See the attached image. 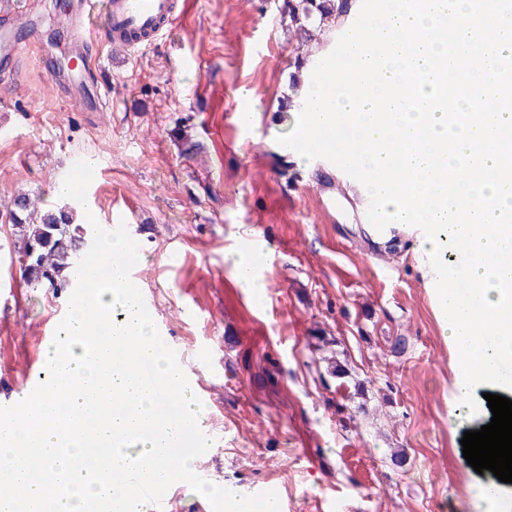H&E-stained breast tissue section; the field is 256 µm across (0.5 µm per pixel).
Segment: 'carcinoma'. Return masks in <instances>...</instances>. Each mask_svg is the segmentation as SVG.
<instances>
[{
  "mask_svg": "<svg viewBox=\"0 0 512 512\" xmlns=\"http://www.w3.org/2000/svg\"><path fill=\"white\" fill-rule=\"evenodd\" d=\"M342 13L343 0H285L280 19L311 38ZM76 218L75 206L45 207L38 195H14L0 220L11 224L18 237L19 271L27 287L56 292L74 282L76 265L93 238L92 226Z\"/></svg>",
  "mask_w": 512,
  "mask_h": 512,
  "instance_id": "1",
  "label": "carcinoma"
}]
</instances>
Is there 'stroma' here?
I'll return each instance as SVG.
<instances>
[{"mask_svg":"<svg viewBox=\"0 0 512 512\" xmlns=\"http://www.w3.org/2000/svg\"><path fill=\"white\" fill-rule=\"evenodd\" d=\"M27 51L0 62V207L15 192L60 203L73 164L103 171L93 210L124 208L139 245L141 293L165 343L201 362V419L214 443L193 466L228 489L276 492L281 512H482L492 480L463 456L454 422L457 349L408 238L376 247L345 178L298 161L290 76L310 75L338 31L302 43L277 0H197L147 49L89 43L84 112L45 73L75 35L56 26L73 0H29ZM250 111L242 134L233 122ZM264 242L266 299L255 305L233 259ZM11 225L0 228V405L44 361L43 331L69 291L27 288Z\"/></svg>","mask_w":512,"mask_h":512,"instance_id":"1","label":"stroma"}]
</instances>
